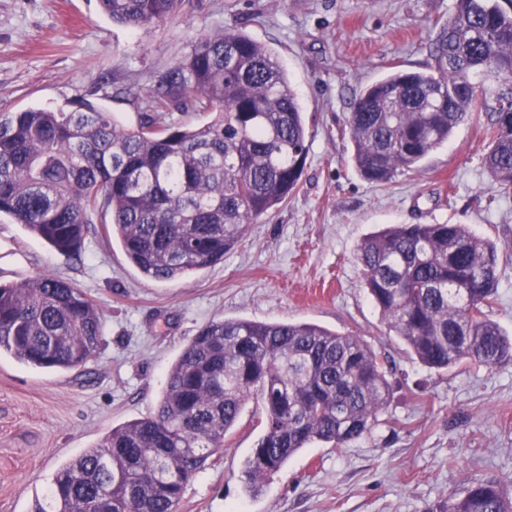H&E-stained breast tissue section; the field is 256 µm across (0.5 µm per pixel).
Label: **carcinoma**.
I'll list each match as a JSON object with an SVG mask.
<instances>
[{
  "label": "carcinoma",
  "instance_id": "cac0c4a2",
  "mask_svg": "<svg viewBox=\"0 0 512 512\" xmlns=\"http://www.w3.org/2000/svg\"><path fill=\"white\" fill-rule=\"evenodd\" d=\"M112 22L143 29L191 0H97ZM426 71H393L366 86L347 119L361 177L388 185L446 145L463 123L484 129L497 195L512 194V0H455ZM149 107L202 112L189 125H120L88 103L71 112L0 113V214L63 254L92 224L156 281L224 261L248 225L297 192L309 153L286 71L242 32L199 38L162 76ZM374 307L423 365L495 366L512 337L486 314L501 251L465 224H393L356 250ZM97 303L41 273L0 283V354L69 370L96 357ZM391 393L387 369L362 336L307 322L217 319L169 368L154 413L112 428L60 469L31 512H178L188 482L252 402L262 434L243 465L257 492L301 448L351 445L370 432ZM427 512H512V493L475 479Z\"/></svg>",
  "mask_w": 512,
  "mask_h": 512
}]
</instances>
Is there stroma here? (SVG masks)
<instances>
[{
    "mask_svg": "<svg viewBox=\"0 0 512 512\" xmlns=\"http://www.w3.org/2000/svg\"><path fill=\"white\" fill-rule=\"evenodd\" d=\"M454 0H194L146 30L112 23L96 0H0V112H70L83 102L137 127L144 98L199 37L240 31L278 55L310 149L299 190L251 224L224 261L172 282L144 278L102 230L79 256L0 215V282L49 271L103 313L102 345L77 370L0 356V512H30L54 474L112 427L155 411L168 369L214 319L313 322L364 337L391 370L371 431L346 448L297 452L258 495L242 467L262 433L247 406L187 485L179 512H427L471 480L512 489V361L447 371L415 360L372 305L355 259L390 224H467L512 241V197L494 199L488 143L460 125L415 173L365 182L344 132L355 97L391 69L422 71Z\"/></svg>",
    "mask_w": 512,
    "mask_h": 512,
    "instance_id": "35a3bbf8",
    "label": "stroma"
}]
</instances>
